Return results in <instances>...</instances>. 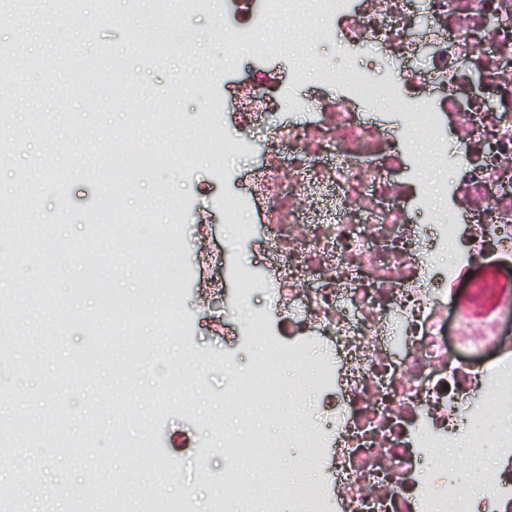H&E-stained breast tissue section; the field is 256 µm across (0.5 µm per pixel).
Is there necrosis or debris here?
Segmentation results:
<instances>
[{
	"mask_svg": "<svg viewBox=\"0 0 512 512\" xmlns=\"http://www.w3.org/2000/svg\"><path fill=\"white\" fill-rule=\"evenodd\" d=\"M280 2L229 0L238 47L278 55L279 39L253 34ZM291 2L297 27L335 18L336 48L354 67L320 60L296 72L320 93L293 99L310 118L288 126L269 122L276 72H257L234 94L224 150L250 153L246 130L271 125L266 163L228 205L267 225L265 280L237 272L242 297L266 289L282 314L271 330L280 346L261 356L301 366L324 353L301 377L321 421L303 409L291 421L308 451L288 477L294 512H471L475 502L512 512V426L476 486L453 482L437 454L453 440L482 447L490 418H512V328L460 304L493 259L512 278V0ZM381 99L397 133L367 117ZM415 135L448 169L447 221H413L430 196ZM311 467L320 477L306 479Z\"/></svg>",
	"mask_w": 512,
	"mask_h": 512,
	"instance_id": "4bbe7bcc",
	"label": "necrosis or debris"
}]
</instances>
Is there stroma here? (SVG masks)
Returning a JSON list of instances; mask_svg holds the SVG:
<instances>
[{"label": "stroma", "instance_id": "35a3bbf8", "mask_svg": "<svg viewBox=\"0 0 512 512\" xmlns=\"http://www.w3.org/2000/svg\"><path fill=\"white\" fill-rule=\"evenodd\" d=\"M70 0H0V82L14 86L23 104L0 119V192L27 198L17 215L29 237L44 245L25 257L24 240L0 232V448L27 449L25 465L0 466V483L16 492L0 512H92L116 492L123 512H139V494L156 490L170 499L182 487L207 500L224 494L228 467L260 469L258 494L270 512H292L281 492L306 451L294 447L288 419L296 405L318 416L315 398L292 400L296 367L275 359L267 367L265 406L244 400L224 416L239 419L271 442V463L256 466L225 448L215 434V407L228 386L256 373L255 348L225 344L224 315L244 323L245 309H267L266 291L241 302L236 270L252 262L264 226L228 245L235 222L224 201L245 186V172L264 163L270 131L248 133L249 156L228 157L230 179L214 175L218 162L200 128L213 124L214 105L232 96L254 71L276 69L283 83L271 92L280 117H288L286 82L298 66L292 53L267 60L240 54L230 75L214 71L233 36L224 25V0L204 9L174 11L154 21V0H80L91 28L66 20ZM164 40L155 56L131 45ZM83 58V82H75L62 48ZM136 130L137 146L166 151L167 164L136 176L112 170L113 145ZM184 218L174 300L153 285L166 278L152 246L170 222V206ZM144 215L132 240H110L101 211ZM219 261L197 276L203 255ZM115 294H138L143 314L136 352L113 345L124 321L104 308L97 293L80 285L93 271ZM220 289L205 287V280ZM175 319L177 331L166 328ZM127 447H115L116 436ZM148 440L150 452L133 458L128 446Z\"/></svg>", "mask_w": 512, "mask_h": 512}]
</instances>
